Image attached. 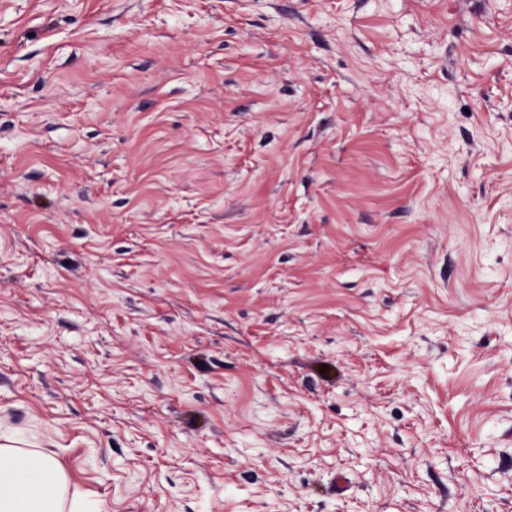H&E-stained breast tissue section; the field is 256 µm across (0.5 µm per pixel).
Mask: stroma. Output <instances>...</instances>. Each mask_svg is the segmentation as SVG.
I'll return each instance as SVG.
<instances>
[{
  "mask_svg": "<svg viewBox=\"0 0 512 512\" xmlns=\"http://www.w3.org/2000/svg\"><path fill=\"white\" fill-rule=\"evenodd\" d=\"M0 445L512 512V0H0Z\"/></svg>",
  "mask_w": 512,
  "mask_h": 512,
  "instance_id": "stroma-1",
  "label": "stroma"
}]
</instances>
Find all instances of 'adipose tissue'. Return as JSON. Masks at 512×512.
Masks as SVG:
<instances>
[{
    "label": "adipose tissue",
    "instance_id": "ef3b65f1",
    "mask_svg": "<svg viewBox=\"0 0 512 512\" xmlns=\"http://www.w3.org/2000/svg\"><path fill=\"white\" fill-rule=\"evenodd\" d=\"M68 492L69 479L50 455L0 448V512H84Z\"/></svg>",
    "mask_w": 512,
    "mask_h": 512
}]
</instances>
